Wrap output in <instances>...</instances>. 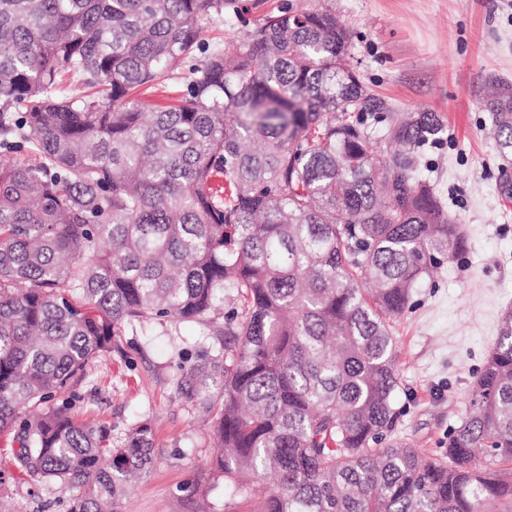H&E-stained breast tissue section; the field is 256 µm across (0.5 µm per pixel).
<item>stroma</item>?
Wrapping results in <instances>:
<instances>
[{"mask_svg": "<svg viewBox=\"0 0 512 512\" xmlns=\"http://www.w3.org/2000/svg\"><path fill=\"white\" fill-rule=\"evenodd\" d=\"M351 35L352 63L396 112H435L446 132L422 151L423 174L455 222L465 252L441 257L413 306L393 321L399 417L387 439L443 457L448 434L512 307V203L498 191L502 160L480 103L488 76L512 80V0H332ZM208 322L151 321L88 368L73 414L120 440L146 422L155 454L121 500L120 512H242L223 480L202 498L191 490L215 459L213 407L220 379L198 390L190 367L208 346ZM13 512H68L70 490L27 476L9 488Z\"/></svg>", "mask_w": 512, "mask_h": 512, "instance_id": "35a3bbf8", "label": "stroma"}]
</instances>
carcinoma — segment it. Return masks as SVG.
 I'll return each instance as SVG.
<instances>
[{
    "label": "carcinoma",
    "mask_w": 512,
    "mask_h": 512,
    "mask_svg": "<svg viewBox=\"0 0 512 512\" xmlns=\"http://www.w3.org/2000/svg\"><path fill=\"white\" fill-rule=\"evenodd\" d=\"M0 0V491L18 471L108 512L154 456L151 431L71 413L91 363L128 326L215 328L222 370L208 477L247 512H512V311L448 435L447 459L385 443L395 419L390 322L436 253L466 237L418 176L434 112L389 113L351 65L330 9L283 0ZM240 23L209 50L201 20ZM202 56L175 103L143 95ZM79 84L68 96L63 77ZM482 106L512 157V81ZM399 145L373 161L371 136Z\"/></svg>",
    "instance_id": "carcinoma-1"
}]
</instances>
